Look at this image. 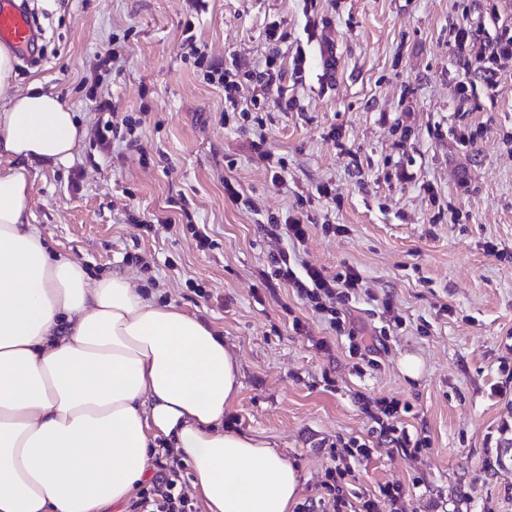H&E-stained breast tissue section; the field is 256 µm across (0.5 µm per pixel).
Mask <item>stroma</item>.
<instances>
[{
	"instance_id": "stroma-1",
	"label": "stroma",
	"mask_w": 512,
	"mask_h": 512,
	"mask_svg": "<svg viewBox=\"0 0 512 512\" xmlns=\"http://www.w3.org/2000/svg\"><path fill=\"white\" fill-rule=\"evenodd\" d=\"M32 3L39 51L18 54L13 87L40 82L86 128L70 160L33 168L36 228L91 278L121 272L216 328L240 369L224 427L297 466L291 512H321L332 485L360 512L386 484L405 512H512V56L490 95L450 44L466 22L483 40L512 29V0H208L195 41L236 71L240 107L263 96L261 141L186 58L184 0ZM271 30L277 93L251 78ZM116 36L99 94L138 119L131 149L98 142L80 86ZM290 215L307 226L300 261L363 279L344 331L266 288L269 253L288 247L267 227ZM195 224L215 249L197 248ZM381 399L409 405L398 424L427 439L417 456L378 442ZM355 439L369 457L346 455Z\"/></svg>"
}]
</instances>
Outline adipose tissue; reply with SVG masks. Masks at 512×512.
Returning a JSON list of instances; mask_svg holds the SVG:
<instances>
[{"label": "adipose tissue", "mask_w": 512, "mask_h": 512, "mask_svg": "<svg viewBox=\"0 0 512 512\" xmlns=\"http://www.w3.org/2000/svg\"><path fill=\"white\" fill-rule=\"evenodd\" d=\"M85 134L40 84L0 98V512L123 503L160 437L208 512H289L294 464L224 427L240 372L216 330L121 273L91 279L34 226L32 165L67 161Z\"/></svg>", "instance_id": "ef3b65f1"}]
</instances>
